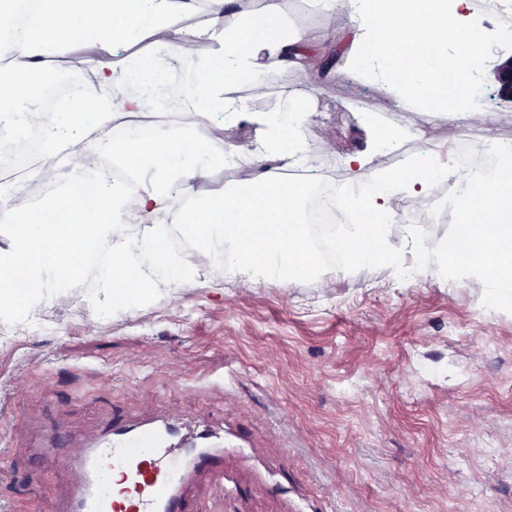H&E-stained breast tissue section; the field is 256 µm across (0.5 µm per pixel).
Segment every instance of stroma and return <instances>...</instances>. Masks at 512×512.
Here are the masks:
<instances>
[{
  "mask_svg": "<svg viewBox=\"0 0 512 512\" xmlns=\"http://www.w3.org/2000/svg\"><path fill=\"white\" fill-rule=\"evenodd\" d=\"M511 63L512 47L499 50L483 76L500 112ZM325 81L333 93L285 67L270 97L304 104L318 170L343 178L366 145L363 110L389 102L344 64ZM335 276L326 292L200 271L135 315L93 316L89 271L38 321H0V512L68 498L65 458L40 446L51 428L94 436L117 418L175 415L224 436L230 490L202 491L203 512H512V302L490 319L475 281L383 265Z\"/></svg>",
  "mask_w": 512,
  "mask_h": 512,
  "instance_id": "obj_1",
  "label": "stroma"
}]
</instances>
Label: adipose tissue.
<instances>
[{"mask_svg":"<svg viewBox=\"0 0 512 512\" xmlns=\"http://www.w3.org/2000/svg\"><path fill=\"white\" fill-rule=\"evenodd\" d=\"M19 0H0V112L12 114L33 91L53 58L84 49L97 86L95 97L75 94L42 125L49 155L67 186L52 201L66 212V224L44 222L33 211L15 223L13 244L0 249V319L34 317L44 305V289L91 269L96 289L85 296L90 309L134 314L159 288L188 284L187 261L168 247L169 225H185L201 265L222 270L225 279L252 283L291 281L306 274L333 288L316 260L302 261L305 246L300 207L302 187L279 182L271 166L288 163L308 150V114L296 100H283L271 112L252 113L233 98L234 84L247 82L252 96L267 92L266 77L283 64L317 76L318 45L307 30H287L284 0H262L260 24L247 33L232 31L224 0H208L209 18L190 27L183 20L196 11L195 0H37L23 24L13 11ZM327 39L348 38L354 71L386 85L395 111L389 127L366 122V150L351 154L346 166L354 191L352 223L336 231V246L349 265L388 267L395 276L431 273L438 281L477 280L482 301L492 305L512 296V173L485 178L456 171L469 190L465 205L482 215L469 225L470 254L453 257L447 239L399 223V203L433 194L447 163L431 159L424 175H378L373 161L403 136L409 113L429 112L436 96L447 93L448 69L458 52L456 37L473 41L468 54L483 71L491 46L500 45L498 29L484 25L472 0H332ZM209 45L198 55V41ZM376 48L367 57L368 48ZM177 113L176 129L152 142L119 141L108 134L117 114ZM221 113L224 127L253 118L258 139L243 144L215 138L200 141L198 125ZM109 156L131 170L130 182L100 178L95 198L77 191L89 154ZM250 157L255 168L245 186L197 203L194 187L213 165ZM29 288L16 294L13 285Z\"/></svg>","mask_w":512,"mask_h":512,"instance_id":"1","label":"adipose tissue"}]
</instances>
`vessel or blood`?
Here are the masks:
<instances>
[{
  "instance_id": "vessel-or-blood-1",
  "label": "vessel or blood",
  "mask_w": 512,
  "mask_h": 512,
  "mask_svg": "<svg viewBox=\"0 0 512 512\" xmlns=\"http://www.w3.org/2000/svg\"><path fill=\"white\" fill-rule=\"evenodd\" d=\"M223 460L220 447L189 456L175 423L116 424L72 455L73 491L60 512H195L188 488L205 480L223 491ZM115 471L123 482L117 490L110 483Z\"/></svg>"
}]
</instances>
